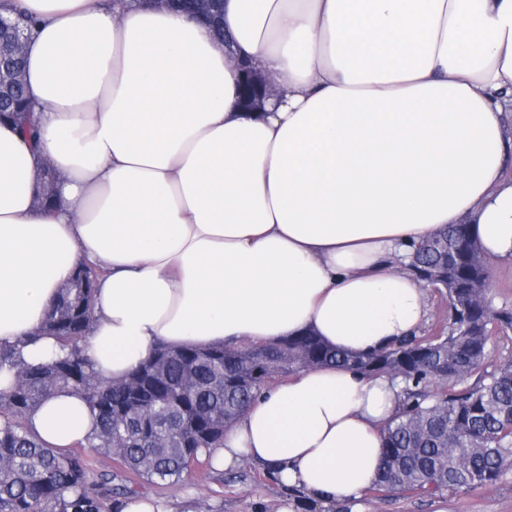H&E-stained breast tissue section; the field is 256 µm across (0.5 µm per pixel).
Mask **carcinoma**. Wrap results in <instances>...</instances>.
Wrapping results in <instances>:
<instances>
[{
	"label": "carcinoma",
	"instance_id": "1",
	"mask_svg": "<svg viewBox=\"0 0 512 512\" xmlns=\"http://www.w3.org/2000/svg\"><path fill=\"white\" fill-rule=\"evenodd\" d=\"M24 60L3 74L0 111L10 112L25 135L30 106L17 83ZM408 267L420 273L451 272L446 331L411 336L362 357L336 350L313 334L280 343L239 347H158L127 379H99L85 352L93 325L92 279L77 269L58 290L40 335L56 340L60 353L30 363L16 348L0 347V512H120L112 498V474L89 477L81 455L58 451L32 435L27 415L51 392L84 396L93 430L80 447L116 457L135 475L174 483L192 461L211 459L222 445L224 424L234 423L266 388L287 372L336 364L383 374L403 384L402 414L388 424L375 493L472 492L497 483L512 467V362L495 363L493 334L512 329L476 283L489 280L480 247L455 224L413 248ZM473 383H468L469 379Z\"/></svg>",
	"mask_w": 512,
	"mask_h": 512
}]
</instances>
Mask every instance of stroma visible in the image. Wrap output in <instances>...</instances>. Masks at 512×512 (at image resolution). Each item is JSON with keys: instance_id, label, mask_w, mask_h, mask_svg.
I'll return each mask as SVG.
<instances>
[{"instance_id": "35a3bbf8", "label": "stroma", "mask_w": 512, "mask_h": 512, "mask_svg": "<svg viewBox=\"0 0 512 512\" xmlns=\"http://www.w3.org/2000/svg\"><path fill=\"white\" fill-rule=\"evenodd\" d=\"M81 453L90 461L93 473L110 472L113 487L132 496H153L176 506L190 495L208 512H277L294 499L303 502V512H323L321 506L308 502L306 493L283 488L263 468L249 462L221 473L212 472L203 462L179 483L170 484L132 476L117 460L97 449L85 447ZM360 505L363 512H512V471L496 484L474 492L423 496L368 490Z\"/></svg>"}]
</instances>
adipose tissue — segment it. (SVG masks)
Instances as JSON below:
<instances>
[{
	"label": "adipose tissue",
	"instance_id": "ef3b65f1",
	"mask_svg": "<svg viewBox=\"0 0 512 512\" xmlns=\"http://www.w3.org/2000/svg\"><path fill=\"white\" fill-rule=\"evenodd\" d=\"M36 17L30 146L0 121V347L29 344L59 286L100 268L86 348L98 377L172 348L308 333L359 355L418 334L426 291L403 261L464 224L512 262V0H224L225 40L124 0H13ZM277 99L246 109L241 63ZM47 158L58 205L34 204ZM400 408L388 377L303 369L224 434L218 467L250 461L330 506L378 475ZM64 451L91 431L82 395L26 421Z\"/></svg>",
	"mask_w": 512,
	"mask_h": 512
}]
</instances>
